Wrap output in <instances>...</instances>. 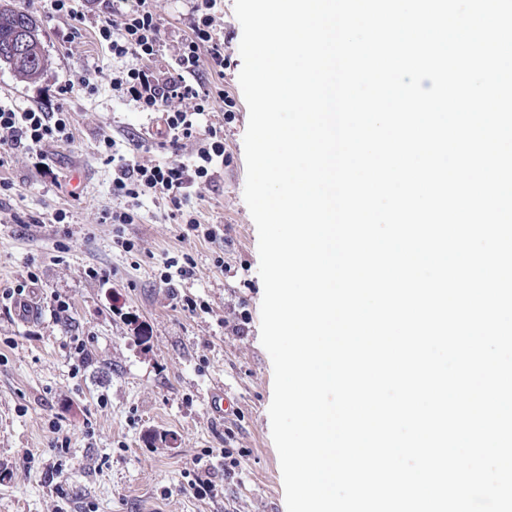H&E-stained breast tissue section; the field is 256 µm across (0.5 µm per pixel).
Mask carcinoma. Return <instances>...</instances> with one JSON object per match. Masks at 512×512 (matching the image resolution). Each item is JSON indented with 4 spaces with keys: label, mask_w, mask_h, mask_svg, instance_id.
<instances>
[{
    "label": "carcinoma",
    "mask_w": 512,
    "mask_h": 512,
    "mask_svg": "<svg viewBox=\"0 0 512 512\" xmlns=\"http://www.w3.org/2000/svg\"><path fill=\"white\" fill-rule=\"evenodd\" d=\"M26 29L29 48L22 57L12 53V41L18 28ZM0 65L8 66L23 81L39 78L46 66L43 43L38 26L24 11L0 5Z\"/></svg>",
    "instance_id": "cac0c4a2"
}]
</instances>
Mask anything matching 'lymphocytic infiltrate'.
Returning <instances> with one entry per match:
<instances>
[{
    "instance_id": "lymphocytic-infiltrate-1",
    "label": "lymphocytic infiltrate",
    "mask_w": 512,
    "mask_h": 512,
    "mask_svg": "<svg viewBox=\"0 0 512 512\" xmlns=\"http://www.w3.org/2000/svg\"><path fill=\"white\" fill-rule=\"evenodd\" d=\"M48 2L51 15L72 30L91 26L113 58L135 59V66L113 71L112 88L138 111L161 114L164 121L160 146L170 158L163 163L127 158L118 152L113 138H104L100 155L112 166V195L124 199L127 206L104 212L103 220L134 223L143 197L149 196L168 205L174 223L199 230L192 199L224 167L223 124L200 121L225 99L223 89L200 78L206 69L217 75L224 72V35L216 25L218 0H197L189 32L179 41L175 62L167 70L158 65L165 24L154 0H112V11L106 15L94 13L89 6L77 9L76 0ZM73 137L72 116L63 108L0 103V167L20 149L43 178L55 179L43 147Z\"/></svg>"
}]
</instances>
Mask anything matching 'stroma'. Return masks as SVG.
Instances as JSON below:
<instances>
[{"instance_id": "1", "label": "stroma", "mask_w": 512, "mask_h": 512, "mask_svg": "<svg viewBox=\"0 0 512 512\" xmlns=\"http://www.w3.org/2000/svg\"><path fill=\"white\" fill-rule=\"evenodd\" d=\"M9 2L35 20L48 65L34 82L1 66L0 101L50 103L81 74L107 77L133 66L113 59L91 30L67 41L46 0ZM156 6L165 20L160 62L170 65L192 2ZM217 17L234 118L223 123L224 168L195 201L198 220L216 238L182 236L168 206L150 197L136 223H100L102 211L121 205L100 140L107 135L127 148L154 120L119 99L107 80L64 102L76 140L45 147L58 186H46L21 151L0 168V178L15 184L0 195V512H287L269 417L273 366L260 340L258 234L243 197L249 113L238 82L234 0H221ZM74 173L83 178L75 191ZM56 208L66 210L65 223L46 222ZM121 237L132 251L118 245ZM185 253L193 273L169 291L164 262ZM92 268L107 280L88 277ZM31 270L40 280L25 295L40 316L24 323L4 292ZM184 296L197 302L196 312L182 310ZM60 298L67 313L56 311ZM241 312L249 320L240 332L232 319ZM217 385L238 401L237 415L225 421L209 406ZM201 479L212 482L211 495L193 494Z\"/></svg>"}]
</instances>
